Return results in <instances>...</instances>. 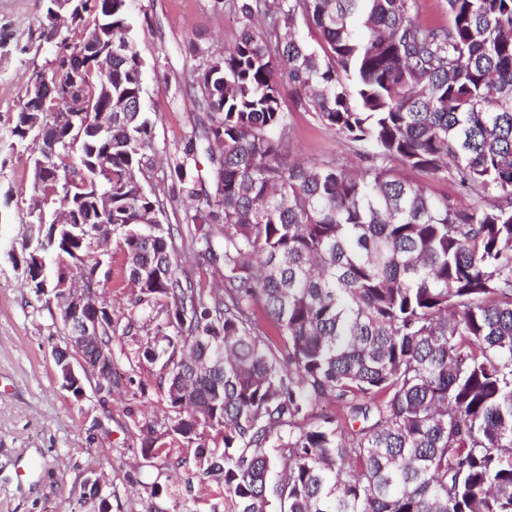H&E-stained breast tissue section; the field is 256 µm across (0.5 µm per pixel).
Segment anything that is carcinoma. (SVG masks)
<instances>
[{"instance_id":"cac0c4a2","label":"carcinoma","mask_w":512,"mask_h":512,"mask_svg":"<svg viewBox=\"0 0 512 512\" xmlns=\"http://www.w3.org/2000/svg\"><path fill=\"white\" fill-rule=\"evenodd\" d=\"M42 2L24 50L56 47L35 75L52 92L24 98L8 136L45 172L22 253L106 294L112 254L92 227L111 202L136 291L100 343L156 323L162 344L138 358L160 365L172 411L202 419L173 421L176 457L157 438L145 451L195 464L194 501L220 484L235 512H512V0H446L445 23L419 19V0H216L242 30L216 54L189 45L207 123L164 172L168 194L146 189L133 0ZM82 27L119 46L112 76L72 54ZM109 89L110 141L63 110ZM287 95L368 165L290 160ZM184 250L208 283L178 268ZM323 398L336 414L313 413ZM401 176L411 182L418 183L427 190L431 195L443 198L456 196V190L452 182L441 176H429L424 172L404 169Z\"/></svg>"}]
</instances>
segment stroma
Listing matches in <instances>:
<instances>
[{
	"instance_id": "35a3bbf8",
	"label": "stroma",
	"mask_w": 512,
	"mask_h": 512,
	"mask_svg": "<svg viewBox=\"0 0 512 512\" xmlns=\"http://www.w3.org/2000/svg\"><path fill=\"white\" fill-rule=\"evenodd\" d=\"M215 0H134L136 44L145 62L144 106L155 124L152 142L161 162L206 119L187 91L200 64L186 48L224 49L241 31L237 16ZM41 0H0V135H7L35 71L53 51L19 48L44 23ZM290 155L308 163L361 160L344 137L313 112L285 102ZM30 152L0 149V512H78L84 482L115 489L111 512H184L193 475L144 450V424L165 431L174 418L157 368L128 364L141 339L112 344L114 381L106 397L76 398L57 376L54 352L62 346L44 296L26 288L16 263L27 233Z\"/></svg>"
}]
</instances>
